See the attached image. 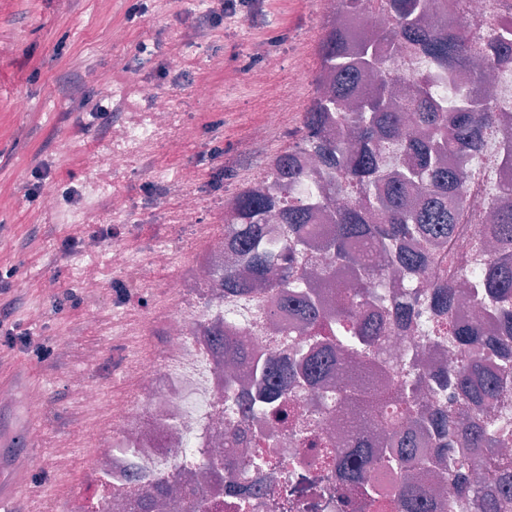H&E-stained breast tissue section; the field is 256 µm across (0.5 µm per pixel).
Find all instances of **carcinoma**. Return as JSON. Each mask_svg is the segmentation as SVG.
Here are the masks:
<instances>
[{
	"mask_svg": "<svg viewBox=\"0 0 512 512\" xmlns=\"http://www.w3.org/2000/svg\"><path fill=\"white\" fill-rule=\"evenodd\" d=\"M350 17L342 30L327 31L319 46V73L334 76L323 92L314 93L302 115L301 140L319 169L334 173L321 195L297 192L310 174L299 160V146L279 153L265 175L275 178L272 190L242 189L224 214L233 265L224 267V295L247 302L258 292H283L300 317L303 342L286 359L277 352L251 360L253 375L265 383L264 405L238 406L244 416L293 423L296 416L284 399L288 384L314 387L346 354L360 360V387L347 394L354 412L372 409L367 390L387 369L382 360L388 333L403 335L416 326L423 344L448 350V366L424 369L416 357L405 359L392 380L404 406L405 423L433 438L434 454L416 452L412 432L388 431L384 450L374 453L365 442L345 456H331L327 443L311 442L325 469L339 472L345 488L361 490L364 507L390 508L366 480L377 465L418 473L427 465L442 471L452 504L476 492L471 473L484 469L487 483L478 497L479 512H512V457L499 448L512 440V211H497L489 236L477 248L493 252L474 267L468 294L490 322L483 332L475 322L458 317L459 291L442 276H431L429 254L418 247L426 239L451 237L460 222L467 167L489 165L487 145L502 138L501 162H512V140L502 132L505 116L491 106L487 74L512 64V22L499 27L497 40L483 50L468 37L463 24L429 22L443 0H340ZM381 11L392 25L361 35L364 12ZM411 47L437 69H462L472 89L468 107L448 111L435 80L412 82L409 98L390 93L404 74L391 67L403 47ZM342 135L328 131L330 115ZM335 208V220L321 241L322 276L307 278L311 259L309 235L315 214ZM282 224L278 242L270 241L266 225ZM396 267L424 281L406 301L385 305L384 267ZM224 345V358L241 361L243 341L229 325L214 327ZM436 398L433 406L422 399ZM464 447L461 455L457 448ZM396 512H428V492L406 483L398 489Z\"/></svg>",
	"mask_w": 512,
	"mask_h": 512,
	"instance_id": "cac0c4a2",
	"label": "carcinoma"
}]
</instances>
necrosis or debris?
Here are the masks:
<instances>
[{
	"mask_svg": "<svg viewBox=\"0 0 512 512\" xmlns=\"http://www.w3.org/2000/svg\"><path fill=\"white\" fill-rule=\"evenodd\" d=\"M448 16L463 20L477 37L490 38L497 24L512 19V0H448ZM172 121L167 99L157 98L152 127H142L132 113L112 124V152L106 163L118 165L129 149L146 148L151 138ZM485 169H470L466 203L452 240L437 241L426 250L431 272L452 277L457 287L467 285L469 270L481 263L474 249L476 227L488 223L495 206L512 209V193L491 201L485 189ZM179 228L203 240V249L188 272L166 286L159 327L161 345L144 341L145 323H132L120 307L133 288L150 287L149 269H164L176 262L165 242L154 245L146 260H131L126 250L113 246L109 262L115 308L112 321L122 335L138 337L136 351L113 349L112 368L124 380L125 393L102 396L93 384H80L81 401L95 410L97 420L82 427L76 440L92 446L88 483L80 512H132L153 490L155 480L170 471L181 478L164 512H195L184 488L196 475L208 494L207 512H280L279 491L285 480L318 477L321 497L304 492L303 512H366L336 496V473L321 469L310 443L314 436L330 439L337 454L346 453L360 435L381 448L384 426L348 413L345 405H325L320 389L289 387V405L300 419H314V432L292 430L266 419L241 421L227 416L232 401L224 391V350L215 345L206 328L223 324L233 312V326L255 354L269 353L274 330L288 324L280 307L281 295L227 304L223 289L215 287L209 302L196 295L200 284H213L224 273L230 255L222 226L204 224L196 217L194 196L185 193L178 212Z\"/></svg>",
	"mask_w": 512,
	"mask_h": 512,
	"instance_id": "4bbe7bcc",
	"label": "necrosis or debris"
}]
</instances>
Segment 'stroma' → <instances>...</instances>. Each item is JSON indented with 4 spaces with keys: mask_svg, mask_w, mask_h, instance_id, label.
Here are the masks:
<instances>
[{
    "mask_svg": "<svg viewBox=\"0 0 512 512\" xmlns=\"http://www.w3.org/2000/svg\"><path fill=\"white\" fill-rule=\"evenodd\" d=\"M131 0H0V258L9 259L15 279L28 283L14 318L46 345L74 333L67 356L41 363L14 351L18 371L12 402L0 405V436L10 444L9 464L27 458L22 471L29 485L21 496L22 512H70L85 491L90 448L72 443L74 431L89 410L75 393L74 379L99 386L105 396L123 390L122 380L105 371L112 360V290L115 275L108 250L79 248L62 269L45 261L71 234L79 213L94 212L100 226L125 225L120 239L133 256L145 257L160 241L178 255L175 267L151 271L155 285L135 288L125 304L129 318L158 312L166 284L182 276L201 250L175 226L181 204L180 178L195 176L199 215L204 223H221L222 202L242 187L243 175L266 170L274 156L300 138L301 118L311 97L298 96L289 124L271 138L256 141L273 106L263 85L253 80L268 57L282 61L272 79L291 90L287 66L294 42L317 49L324 34L316 20L315 0H263L253 20L232 31L216 29L203 36L194 19L209 0H150L144 17L129 18ZM146 52H138V45ZM179 67H172V59ZM152 85L169 99L176 125L157 136L152 149L130 153L123 164L88 169L91 155L112 150L113 103L152 112L141 88ZM206 94H198V87ZM101 103L106 115L91 119L82 98ZM222 161H210L214 148ZM42 162L48 176L43 195L31 198V170ZM74 188L76 197L63 193ZM126 207L112 212V197ZM98 267L105 288L98 297L84 294L81 268ZM53 281L46 292L44 281ZM40 308L31 320V308ZM96 352L100 364L86 361ZM45 393L42 436L33 441L22 432L31 389ZM67 449L75 466L60 477L55 453Z\"/></svg>",
    "mask_w": 512,
    "mask_h": 512,
    "instance_id": "obj_1",
    "label": "stroma"
}]
</instances>
